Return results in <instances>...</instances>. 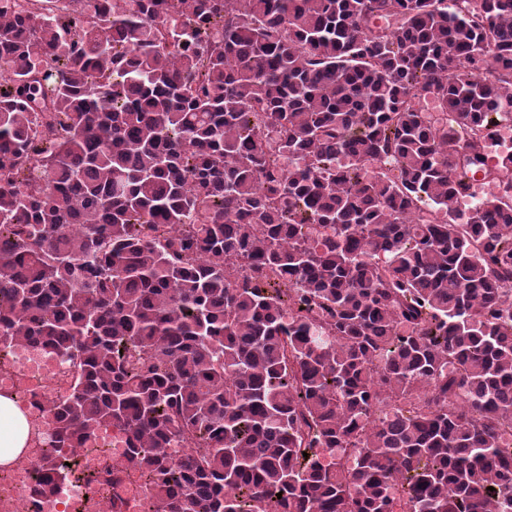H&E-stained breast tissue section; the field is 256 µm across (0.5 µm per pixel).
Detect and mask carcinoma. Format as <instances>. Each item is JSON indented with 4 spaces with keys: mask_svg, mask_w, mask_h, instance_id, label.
<instances>
[{
    "mask_svg": "<svg viewBox=\"0 0 512 512\" xmlns=\"http://www.w3.org/2000/svg\"><path fill=\"white\" fill-rule=\"evenodd\" d=\"M500 119L512 0H0V343L74 380L36 493L113 426L151 512H512Z\"/></svg>",
    "mask_w": 512,
    "mask_h": 512,
    "instance_id": "carcinoma-1",
    "label": "carcinoma"
}]
</instances>
